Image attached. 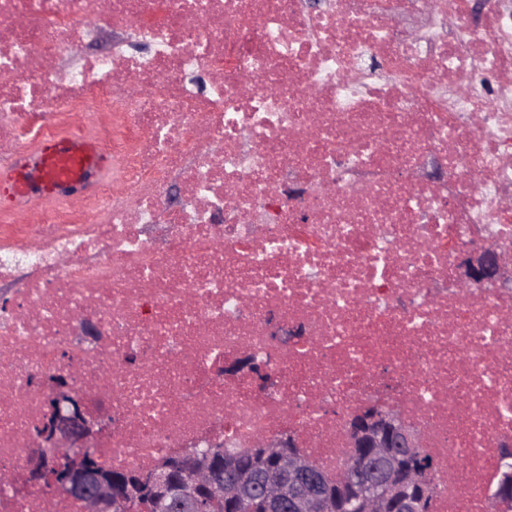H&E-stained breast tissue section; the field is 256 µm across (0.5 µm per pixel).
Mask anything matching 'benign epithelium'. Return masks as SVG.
Returning <instances> with one entry per match:
<instances>
[{
    "instance_id": "1",
    "label": "benign epithelium",
    "mask_w": 512,
    "mask_h": 512,
    "mask_svg": "<svg viewBox=\"0 0 512 512\" xmlns=\"http://www.w3.org/2000/svg\"><path fill=\"white\" fill-rule=\"evenodd\" d=\"M505 270L496 247L484 245L461 260L459 284L495 282ZM230 369H245L262 387L273 386L272 377L253 361H239ZM50 399L55 405L52 415L37 427L34 442L41 452L34 459L32 470L44 473L52 468L67 469L64 484L57 486V490L83 496L88 512H127L126 497L115 480L83 464L85 450L96 447L99 435L107 428L106 420L91 413L83 396L69 383L53 385ZM357 416V421L346 419L349 447L373 449L374 474L378 481L387 484L393 478L400 453L416 452L422 447V435L388 404L369 405ZM256 446L267 455L275 454L281 473L280 480L261 490L269 503L278 508L289 503L293 512H329L325 499L302 488L303 481L311 475L312 465L302 454L286 450L285 436L265 435L257 440ZM190 470L192 477L183 484L176 483L164 466L146 473L143 482L159 506L158 512H170L172 507L177 512H205L201 491L208 490L212 497L235 498L250 484V475L243 467L233 481L219 486L213 482L209 460L194 459Z\"/></svg>"
}]
</instances>
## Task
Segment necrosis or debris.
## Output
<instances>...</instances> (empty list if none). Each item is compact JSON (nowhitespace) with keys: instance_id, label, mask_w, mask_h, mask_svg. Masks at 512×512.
Wrapping results in <instances>:
<instances>
[{"instance_id":"1","label":"necrosis or debris","mask_w":512,"mask_h":512,"mask_svg":"<svg viewBox=\"0 0 512 512\" xmlns=\"http://www.w3.org/2000/svg\"><path fill=\"white\" fill-rule=\"evenodd\" d=\"M473 3L0 0V158L66 130L115 168L0 216V512H85L31 478L59 373L111 418L112 468L286 433L336 475L381 399L424 435L432 512H495L512 296L457 274L488 241L512 264V0L476 29ZM129 27L148 53H84ZM243 356L273 388L225 373Z\"/></svg>"}]
</instances>
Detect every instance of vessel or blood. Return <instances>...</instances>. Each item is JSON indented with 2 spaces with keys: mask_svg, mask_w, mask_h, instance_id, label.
Wrapping results in <instances>:
<instances>
[{
  "mask_svg": "<svg viewBox=\"0 0 512 512\" xmlns=\"http://www.w3.org/2000/svg\"><path fill=\"white\" fill-rule=\"evenodd\" d=\"M71 157L81 162L87 184L112 173V158L95 138L60 132L42 138L18 156L1 159L0 179L10 183L18 205L54 199L61 194L59 164Z\"/></svg>",
  "mask_w": 512,
  "mask_h": 512,
  "instance_id": "obj_1",
  "label": "vessel or blood"
}]
</instances>
